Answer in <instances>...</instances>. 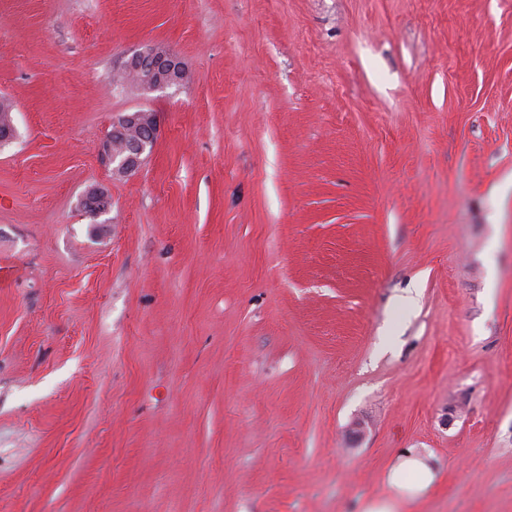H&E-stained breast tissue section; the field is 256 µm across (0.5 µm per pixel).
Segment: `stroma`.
Returning a JSON list of instances; mask_svg holds the SVG:
<instances>
[{"label": "stroma", "instance_id": "stroma-1", "mask_svg": "<svg viewBox=\"0 0 512 512\" xmlns=\"http://www.w3.org/2000/svg\"><path fill=\"white\" fill-rule=\"evenodd\" d=\"M1 97L0 512H512V0H0ZM123 83L146 90H158L186 83V71L179 59L162 45H150L134 53L120 70ZM158 135L155 113L134 110L119 113L102 143V161L112 165V175L128 176L139 170L154 148ZM80 207L89 217L95 219L109 212L111 198L104 188H91L81 197ZM398 469H411L421 472L424 475V480L419 484H406L393 479L391 484L396 489L397 496L406 500H416L425 494L434 481V476L431 471L427 459L419 455L404 456L398 465Z\"/></svg>", "mask_w": 512, "mask_h": 512}]
</instances>
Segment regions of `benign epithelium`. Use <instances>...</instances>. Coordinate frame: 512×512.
Instances as JSON below:
<instances>
[{
    "mask_svg": "<svg viewBox=\"0 0 512 512\" xmlns=\"http://www.w3.org/2000/svg\"><path fill=\"white\" fill-rule=\"evenodd\" d=\"M122 82L146 90H158L186 83V71L179 59L162 45H150L133 54L120 70ZM158 135L155 113L134 110L118 114L102 143V161L112 166V174L128 176L139 170L154 148ZM80 207L95 219L109 212L111 198L100 187L81 197Z\"/></svg>",
    "mask_w": 512,
    "mask_h": 512,
    "instance_id": "7a95c632",
    "label": "benign epithelium"
}]
</instances>
